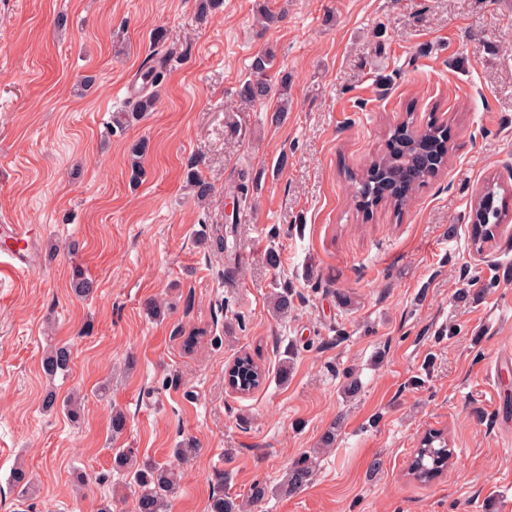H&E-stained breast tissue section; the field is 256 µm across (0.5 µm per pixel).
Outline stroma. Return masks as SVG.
Returning a JSON list of instances; mask_svg holds the SVG:
<instances>
[{
    "mask_svg": "<svg viewBox=\"0 0 512 512\" xmlns=\"http://www.w3.org/2000/svg\"><path fill=\"white\" fill-rule=\"evenodd\" d=\"M197 7L0 0V224L34 232L31 267L0 281V512H96L104 498L135 512L114 449L170 464L187 439L198 453L169 512H208L221 489L247 500L257 482L270 493L248 512H512V401L495 400L512 390V218L481 254L468 223L488 179L512 194V0H224L204 24ZM157 28L173 49L157 108L113 133ZM266 47L288 81L277 125V97L236 109ZM407 120L447 125L448 166L402 215L363 218L348 176ZM219 218L244 254L229 265L209 242ZM77 268L90 299L72 292ZM282 289L293 307L278 318ZM150 298L163 318L146 316ZM62 343L71 370L52 378L42 359ZM244 354L266 371L248 394L224 382ZM51 390L81 397L78 421L44 408ZM433 430L454 459L421 483L408 467ZM313 450V479L285 492ZM19 466L25 493L9 481Z\"/></svg>",
    "mask_w": 512,
    "mask_h": 512,
    "instance_id": "35a3bbf8",
    "label": "stroma"
}]
</instances>
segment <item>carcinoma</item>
<instances>
[{
	"instance_id": "obj_1",
	"label": "carcinoma",
	"mask_w": 512,
	"mask_h": 512,
	"mask_svg": "<svg viewBox=\"0 0 512 512\" xmlns=\"http://www.w3.org/2000/svg\"><path fill=\"white\" fill-rule=\"evenodd\" d=\"M168 40L163 28L153 31V51L142 67V87L134 101L112 113V129L124 131L139 121L147 112L156 110L155 88L166 79L169 71V52L165 49ZM275 60L272 49L266 48L254 57L250 77L240 87L241 102L253 105L266 100L272 92L270 69ZM278 97L280 104L271 116V122L282 120L288 111V78L280 81ZM448 132L431 123L414 132L407 126L398 127L388 135L386 151L371 161L368 168L350 176L354 184V199L357 209L370 212L380 202L401 213L407 205L415 186L434 176L448 162V149L444 147ZM149 151V141L142 139L132 146L133 159L130 164V183L142 181L144 170L140 159ZM186 180L200 201L211 198L212 187L193 169H188ZM503 193L496 184L486 186L477 206L470 207L468 221L471 224V240L476 249L495 238L503 215ZM73 291L79 297H88L94 292L93 282L81 269L73 272ZM71 347L67 344L54 346L42 360L45 374L56 376L70 371ZM237 391L249 393L266 379L265 369L245 354L237 357ZM448 466V440L440 432L429 434L428 443L418 449L410 466L411 475L420 482H429L438 477ZM113 467L125 473L129 484L136 488V512H167L170 497L178 486L177 469L148 457L138 458L133 449L119 450L113 457ZM315 462L309 455L296 458L288 469L285 490L293 493L306 486L314 472ZM210 512H241L237 499L219 491L212 495Z\"/></svg>"
}]
</instances>
